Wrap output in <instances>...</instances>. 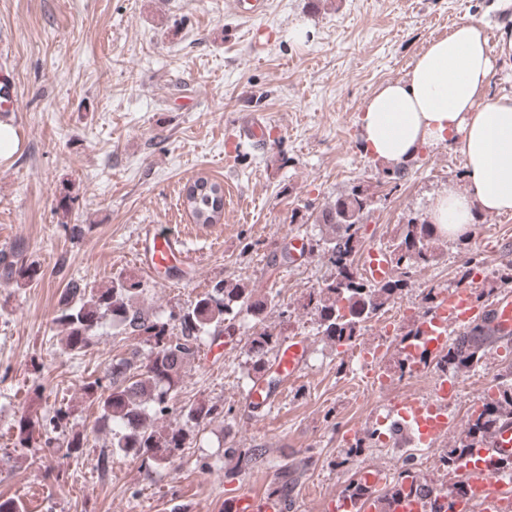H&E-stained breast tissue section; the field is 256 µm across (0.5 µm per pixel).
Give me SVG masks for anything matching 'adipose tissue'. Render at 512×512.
I'll list each match as a JSON object with an SVG mask.
<instances>
[{"label":"adipose tissue","mask_w":512,"mask_h":512,"mask_svg":"<svg viewBox=\"0 0 512 512\" xmlns=\"http://www.w3.org/2000/svg\"><path fill=\"white\" fill-rule=\"evenodd\" d=\"M493 72L479 23L459 22L414 58L404 79L377 88L361 117L365 149L385 162L458 146L467 183L449 185L427 212L449 238L467 236L479 211H512V96L485 98Z\"/></svg>","instance_id":"1"}]
</instances>
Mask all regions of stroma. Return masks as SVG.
Listing matches in <instances>:
<instances>
[{
  "label": "stroma",
  "mask_w": 512,
  "mask_h": 512,
  "mask_svg": "<svg viewBox=\"0 0 512 512\" xmlns=\"http://www.w3.org/2000/svg\"><path fill=\"white\" fill-rule=\"evenodd\" d=\"M232 2L0 0V81L13 85L19 102L7 116L17 149L0 157V247L23 242L44 272L25 286H0V495L23 498L28 512H225L228 495L266 492L288 465L297 480L285 512H325L324 500L347 492L363 471L384 472L387 492L404 470L410 440L386 443L370 433L395 401L429 397L437 372L401 373L400 343L412 320L391 331L378 316L341 346L318 335L304 303L333 274L314 249L330 228L308 216L353 186L367 190L364 251L424 216L449 183L465 184V158L448 144L421 148L402 179L385 175V163L363 149L360 116L377 87L403 79L417 53L470 18L495 61L488 96L512 95V0H268L257 24L240 20ZM244 112L264 114L271 135L225 156V136ZM200 175L224 186L221 223H194L184 209V188ZM65 195L74 201L72 223L85 227L75 240L60 226ZM143 224L185 234L189 257L170 275L138 264ZM293 234L311 251L274 272L269 259ZM472 258L493 270L474 289L488 299L512 293L499 276L512 261V213H481L469 236L442 239L401 300L422 315L427 292L461 285ZM118 276L141 280L144 309L163 317L219 280L278 295L288 312L270 321L284 336H305L308 365L279 405L252 412L245 349L254 328L240 314L235 336L212 351L200 346L174 399L223 405V418L204 425L171 463L147 469L122 454L100 476L94 463L110 437L97 431L98 408L83 384L133 344L108 323L92 349L72 355L54 318L68 279L98 287ZM363 348L383 354L392 376L383 390H373L351 359ZM511 366L512 344H502L458 372L462 400L448 409L454 424L446 435L423 450L424 479L447 483L441 459L465 436L469 401ZM36 384L41 411L68 406L72 429L88 434L82 458L55 448L36 463L29 449L14 447ZM229 446L265 448L269 462L241 466L225 456ZM57 471L63 482L54 481Z\"/></svg>",
  "instance_id": "1"
}]
</instances>
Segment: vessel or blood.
Instances as JSON below:
<instances>
[{
    "label": "vessel or blood",
    "mask_w": 512,
    "mask_h": 512,
    "mask_svg": "<svg viewBox=\"0 0 512 512\" xmlns=\"http://www.w3.org/2000/svg\"><path fill=\"white\" fill-rule=\"evenodd\" d=\"M236 15L245 21L263 18L267 0H233ZM267 127L253 113L238 120L232 134L224 140L226 154H235L241 141L264 142ZM139 261L147 272H155L172 260L184 257L186 243L178 235L159 230L151 224L140 227L137 237ZM359 266L367 278L381 282L390 277L392 268L378 248L366 250L359 258ZM486 321L498 333L512 335V295H500L491 306L479 305L469 290L451 288L441 293L433 312L420 321L419 336L402 343L403 353L415 356L418 369L428 363L427 351L439 352L448 346L451 328L466 329ZM308 347L303 337H292L273 356V361L286 380H295L308 360ZM461 388L456 379L439 376L432 400L424 402L408 397L396 402L395 408L405 429L416 434L421 445L431 446L447 433L451 424L447 408L458 401ZM512 457V424H501L494 435L471 448L464 459L471 476L457 495L460 512H468L472 503H480L484 512H499L503 495L512 491V477L504 476L502 460ZM381 478L365 473L361 478L364 492L360 498L348 500L350 512H430L428 500L411 490L410 482H402L391 496L376 493ZM231 512H283L284 505L273 497L236 495L230 502Z\"/></svg>",
    "instance_id": "obj_1"
}]
</instances>
